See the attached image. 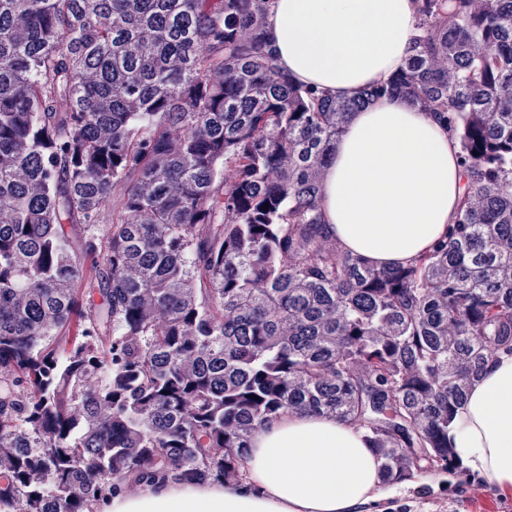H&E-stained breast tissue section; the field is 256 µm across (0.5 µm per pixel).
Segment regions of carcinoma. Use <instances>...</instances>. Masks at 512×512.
I'll return each instance as SVG.
<instances>
[{
    "label": "carcinoma",
    "instance_id": "cac0c4a2",
    "mask_svg": "<svg viewBox=\"0 0 512 512\" xmlns=\"http://www.w3.org/2000/svg\"><path fill=\"white\" fill-rule=\"evenodd\" d=\"M270 3L0 0V512L237 479L288 411L357 427L384 483L468 476L455 409L512 354V0H416L415 53L349 99L280 69ZM389 94L448 127L466 187L384 269L319 190Z\"/></svg>",
    "mask_w": 512,
    "mask_h": 512
}]
</instances>
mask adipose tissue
I'll return each mask as SVG.
<instances>
[{
    "instance_id": "obj_1",
    "label": "adipose tissue",
    "mask_w": 512,
    "mask_h": 512,
    "mask_svg": "<svg viewBox=\"0 0 512 512\" xmlns=\"http://www.w3.org/2000/svg\"><path fill=\"white\" fill-rule=\"evenodd\" d=\"M415 0H274L266 38L295 81L346 99L387 81L413 52ZM446 125L402 96L352 113L322 175V209L343 249L377 268L411 263L459 215L463 175ZM455 454L512 491V355L493 358L457 408ZM380 461L362 433L325 414L287 412L252 437L241 479L158 478L98 512H364Z\"/></svg>"
}]
</instances>
